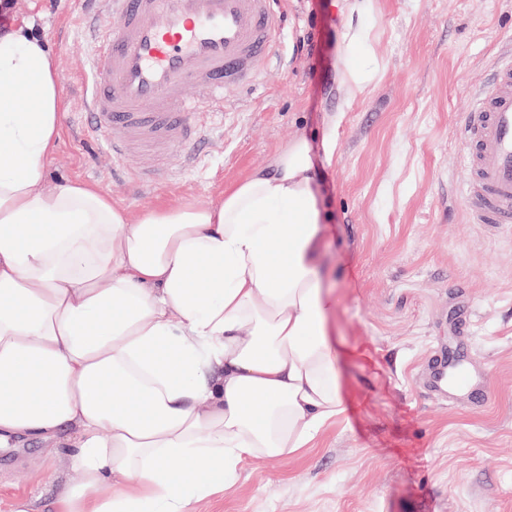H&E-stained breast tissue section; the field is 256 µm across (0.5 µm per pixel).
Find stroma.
Masks as SVG:
<instances>
[{"mask_svg": "<svg viewBox=\"0 0 512 512\" xmlns=\"http://www.w3.org/2000/svg\"><path fill=\"white\" fill-rule=\"evenodd\" d=\"M281 0L283 36L256 88L228 91L191 169L136 189L89 148L85 101L92 13L104 0H12L54 56L62 123L45 159L48 185L82 181L138 215L206 205L304 135L331 229L321 262L336 298L332 325L352 351L346 412L312 448L247 459L238 483L194 512H512V226L470 223L457 184L456 128L496 59L512 49V0ZM371 74L351 90V33ZM314 50L302 47L306 34ZM336 149L325 157L322 136ZM470 369L485 399L440 392L437 365ZM66 449L0 447V512L17 501L53 512L71 482ZM365 38V33L363 30H358L354 33V35L351 37L349 43L346 45L343 61H344V76L346 79V82L349 85H353L357 88H360V86L365 81V75L362 69L354 63V60L351 58V55L353 53L356 40L363 42Z\"/></svg>", "mask_w": 512, "mask_h": 512, "instance_id": "stroma-1", "label": "stroma"}]
</instances>
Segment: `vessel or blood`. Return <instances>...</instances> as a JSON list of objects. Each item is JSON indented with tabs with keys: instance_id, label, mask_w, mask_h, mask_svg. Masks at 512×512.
Instances as JSON below:
<instances>
[{
	"instance_id": "1",
	"label": "vessel or blood",
	"mask_w": 512,
	"mask_h": 512,
	"mask_svg": "<svg viewBox=\"0 0 512 512\" xmlns=\"http://www.w3.org/2000/svg\"><path fill=\"white\" fill-rule=\"evenodd\" d=\"M97 16L88 127L113 168L138 181L187 162L204 114L256 84L280 41L273 0H108ZM458 136L474 224H512V52L499 57Z\"/></svg>"
}]
</instances>
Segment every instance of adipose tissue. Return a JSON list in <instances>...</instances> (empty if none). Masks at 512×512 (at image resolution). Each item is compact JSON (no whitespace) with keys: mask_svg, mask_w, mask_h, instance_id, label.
Masks as SVG:
<instances>
[{"mask_svg":"<svg viewBox=\"0 0 512 512\" xmlns=\"http://www.w3.org/2000/svg\"><path fill=\"white\" fill-rule=\"evenodd\" d=\"M54 68L29 24L0 33V447L68 448L56 512H192L345 411L310 143L215 202L134 217L48 187Z\"/></svg>","mask_w":512,"mask_h":512,"instance_id":"obj_1","label":"adipose tissue"}]
</instances>
